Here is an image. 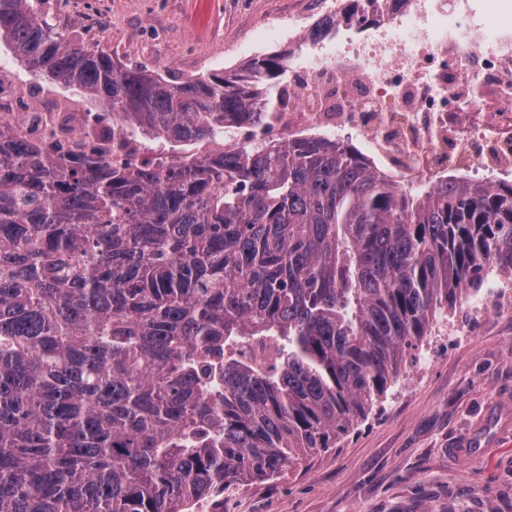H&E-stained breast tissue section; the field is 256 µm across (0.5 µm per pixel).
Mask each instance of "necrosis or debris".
<instances>
[{
    "label": "necrosis or debris",
    "mask_w": 512,
    "mask_h": 512,
    "mask_svg": "<svg viewBox=\"0 0 512 512\" xmlns=\"http://www.w3.org/2000/svg\"><path fill=\"white\" fill-rule=\"evenodd\" d=\"M495 20L479 0H375L351 10L347 0H308L279 29L297 52L284 111L245 133L254 144L279 134H319L365 150L373 164L419 184L464 168L475 181L512 177V0ZM1 112L21 136L44 140V128L80 126L81 113L58 112L46 90L0 75Z\"/></svg>",
    "instance_id": "4bbe7bcc"
}]
</instances>
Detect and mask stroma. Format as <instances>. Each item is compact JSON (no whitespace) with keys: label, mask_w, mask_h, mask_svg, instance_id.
Listing matches in <instances>:
<instances>
[{"label":"stroma","mask_w":512,"mask_h":512,"mask_svg":"<svg viewBox=\"0 0 512 512\" xmlns=\"http://www.w3.org/2000/svg\"><path fill=\"white\" fill-rule=\"evenodd\" d=\"M303 0H100L45 17L114 61L181 77L244 64ZM512 280L490 277L484 314H437L399 375L335 447L224 492V512H512Z\"/></svg>","instance_id":"35a3bbf8"}]
</instances>
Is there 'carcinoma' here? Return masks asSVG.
I'll use <instances>...</instances> for the list:
<instances>
[{
	"label": "carcinoma",
	"mask_w": 512,
	"mask_h": 512,
	"mask_svg": "<svg viewBox=\"0 0 512 512\" xmlns=\"http://www.w3.org/2000/svg\"><path fill=\"white\" fill-rule=\"evenodd\" d=\"M113 144L215 142L288 57L165 78L0 0V49ZM512 276V183L415 187L327 137L158 163L0 126V512H191L336 446L436 313Z\"/></svg>",
	"instance_id": "1"
}]
</instances>
